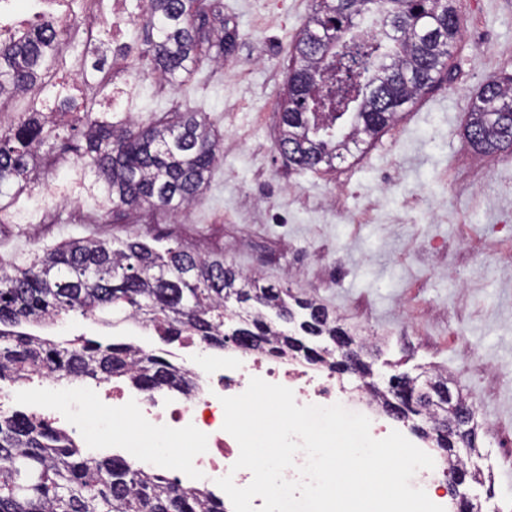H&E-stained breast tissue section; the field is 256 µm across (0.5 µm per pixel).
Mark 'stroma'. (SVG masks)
Segmentation results:
<instances>
[{
    "label": "stroma",
    "instance_id": "stroma-1",
    "mask_svg": "<svg viewBox=\"0 0 512 512\" xmlns=\"http://www.w3.org/2000/svg\"><path fill=\"white\" fill-rule=\"evenodd\" d=\"M240 34L225 76L202 59L183 85L144 79L140 121L167 112L204 113L221 159L192 208L175 214L100 209L93 168L37 163L15 200L0 198V266L30 264L73 238L140 237L226 262L298 296L317 297L345 327L368 339L374 369L391 375L447 373L476 410L479 456L491 483L466 486L483 512H512V152L475 154L464 137L469 98L486 81L512 76V0H457L466 23L441 87L410 105L349 167L299 170L277 150L291 41L314 0H211ZM83 186L81 209L55 186ZM58 340L122 336L156 351L177 344L129 324L72 315Z\"/></svg>",
    "mask_w": 512,
    "mask_h": 512
}]
</instances>
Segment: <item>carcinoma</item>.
<instances>
[{
    "mask_svg": "<svg viewBox=\"0 0 512 512\" xmlns=\"http://www.w3.org/2000/svg\"><path fill=\"white\" fill-rule=\"evenodd\" d=\"M147 33L144 56L162 79L181 84L213 47L235 53L239 32L222 27L213 41L203 33L204 0H139ZM379 17L380 29L356 43L352 35L365 15ZM463 17L454 0H317V8L292 42L293 67L282 102L277 147L288 149L301 170L334 167L335 161L364 152L395 124L407 106L444 78L450 50ZM60 31L38 20L0 39V94L23 95L55 86L67 69L55 36ZM85 48L84 66L104 69L100 46ZM76 108L62 97V115ZM464 136L477 151L512 150V76L488 81L469 100ZM74 114V113H72ZM81 136L82 145L60 136L61 126ZM72 152L76 162L95 168L112 206H144L177 212L202 194L219 156V139L203 114L186 112L172 121H112L95 112L91 98L64 124L33 106L13 123L0 124V197L18 195L29 181L42 148ZM316 310L309 347L288 335V315ZM62 311L99 315L108 326L129 319L155 325L167 339L192 335L222 349L238 336L246 347L308 361L333 357L330 339L346 332L322 304L299 299L279 285L237 270L222 256H201L180 247L160 253L140 238L101 242L70 240L46 248L26 267H0V379L19 380L46 371L73 380L126 376L152 390L170 384L172 366L161 356L125 342L85 339L57 342L25 331L42 328ZM366 385L393 399L364 366ZM407 419L434 422L450 407L404 402ZM441 456L455 458L456 470L479 481L465 457L479 454L477 441L448 443L436 428L413 427ZM0 512H227L211 494L187 491L174 481L145 473L120 456L90 458L68 436L35 416L0 413Z\"/></svg>",
    "mask_w": 512,
    "mask_h": 512,
    "instance_id": "cac0c4a2",
    "label": "carcinoma"
}]
</instances>
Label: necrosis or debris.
Returning <instances> with one entry per match:
<instances>
[{
	"mask_svg": "<svg viewBox=\"0 0 512 512\" xmlns=\"http://www.w3.org/2000/svg\"><path fill=\"white\" fill-rule=\"evenodd\" d=\"M131 0H0V32L20 27L25 15L52 16L66 11L70 26L86 41H95L94 21L99 9L112 14V68L105 75L111 91L112 109L131 111L140 90L133 72L123 61L136 48V14ZM178 365L194 387L188 391L148 392L102 383L72 386L58 384L46 376L38 382L20 380L9 391L0 392V405L33 398H48L54 404L52 415L73 424L87 447L99 448L109 436L113 422L133 418L140 435L162 442L174 433L188 435L194 445L191 453L172 459L166 452H154L140 460V467L159 473L168 464H176L183 487L220 495L218 478L232 476L237 486L252 480L249 470H234L239 456L236 440L223 431L224 409L221 397L243 393L251 378L259 377L290 388L297 405L341 404L366 415L373 438H385L390 425L382 422L380 410L367 393L352 394L338 386L336 372L327 365L310 367L308 362L286 360L274 355L259 356L237 348L218 354L189 338L183 341Z\"/></svg>",
	"mask_w": 512,
	"mask_h": 512,
	"instance_id": "4bbe7bcc",
	"label": "necrosis or debris"
}]
</instances>
